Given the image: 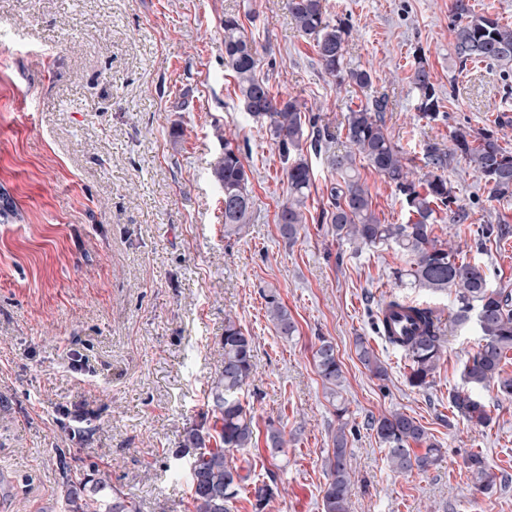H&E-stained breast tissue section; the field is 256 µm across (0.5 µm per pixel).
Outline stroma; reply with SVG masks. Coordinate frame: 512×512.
I'll return each mask as SVG.
<instances>
[{"instance_id": "1", "label": "stroma", "mask_w": 512, "mask_h": 512, "mask_svg": "<svg viewBox=\"0 0 512 512\" xmlns=\"http://www.w3.org/2000/svg\"><path fill=\"white\" fill-rule=\"evenodd\" d=\"M452 0H326L351 27L353 64L371 89L325 75L288 0H0V187L22 213L0 223V475L8 512H61L65 481L109 470L137 512H193L187 427H212L211 382L222 360L225 317L253 337L254 371L241 394L254 447L235 452L252 478L274 480L265 512H321L324 462L346 422L354 488L350 512H512V400L480 395L490 420L454 414L463 367L481 341L458 326L446 292L400 287V252L355 247L318 216L335 173L309 152L314 188L295 240L276 215L289 198L279 151L244 110L224 65L225 16H237L259 50L257 72L280 99L304 103L308 138L342 122L369 95H386L384 128L416 176L425 150L449 152L444 175L465 223L435 234L464 262L512 287V239L485 240L487 224L512 225V200L451 152L459 127L489 131L512 151V66L460 65L452 54ZM424 56L440 116L420 117L409 76ZM239 145L253 202L249 224L224 233V193L212 166L225 139ZM362 182L384 224H402V195L366 163ZM277 291L296 325L279 334L265 296ZM394 297L435 309L443 358L430 387L409 386V360L376 329ZM364 338L387 370L360 362ZM331 341L343 370L338 395L314 353ZM345 403V418L336 406ZM394 411L415 418L442 449L425 471L400 473L370 427ZM286 440L275 452L268 423ZM481 453L497 474L481 493L464 460Z\"/></svg>"}]
</instances>
